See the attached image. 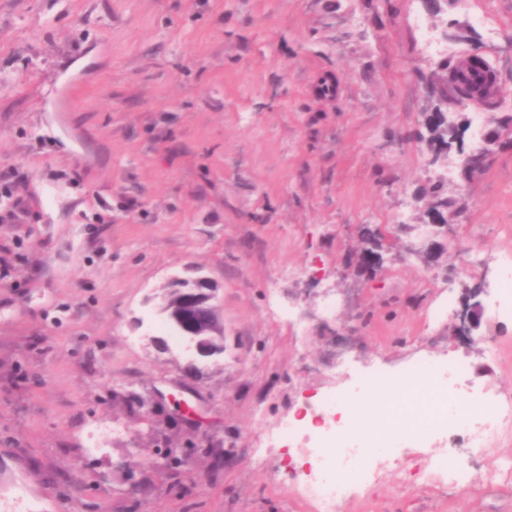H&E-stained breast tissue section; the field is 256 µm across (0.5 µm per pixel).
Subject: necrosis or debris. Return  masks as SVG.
Masks as SVG:
<instances>
[{"instance_id": "necrosis-or-debris-1", "label": "necrosis or debris", "mask_w": 512, "mask_h": 512, "mask_svg": "<svg viewBox=\"0 0 512 512\" xmlns=\"http://www.w3.org/2000/svg\"><path fill=\"white\" fill-rule=\"evenodd\" d=\"M480 268L495 272L488 285L493 311L512 318V252L488 257L480 250L469 251L464 272ZM388 384L427 395L435 402L434 410L426 416L409 414L403 425L376 409L359 417L351 413L357 396ZM511 430V401L475 387L460 363L431 358L395 374L364 367L350 385L302 404L270 439L303 445L312 463L305 472H292L294 488L317 512H337L343 502L375 484L376 451L408 459L426 442L439 450L426 459L427 480L463 487L476 471L488 485L499 486L512 477V465L490 466V452Z\"/></svg>"}]
</instances>
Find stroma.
<instances>
[{"label": "stroma", "instance_id": "35a3bbf8", "mask_svg": "<svg viewBox=\"0 0 512 512\" xmlns=\"http://www.w3.org/2000/svg\"><path fill=\"white\" fill-rule=\"evenodd\" d=\"M420 20L443 55L487 50L512 104V0L434 18L422 0H0V172L24 175L0 209L27 208L0 223V512H313L288 484L300 449L268 433L363 366L449 356L512 397V322L483 274L455 288L482 309L471 337L432 319L471 232L512 247V148L451 175L457 235L428 233ZM384 224L369 279L362 230ZM190 267L224 320L223 356L192 374L159 310ZM378 464L342 512H512L481 474L426 490L419 463Z\"/></svg>", "mask_w": 512, "mask_h": 512}]
</instances>
